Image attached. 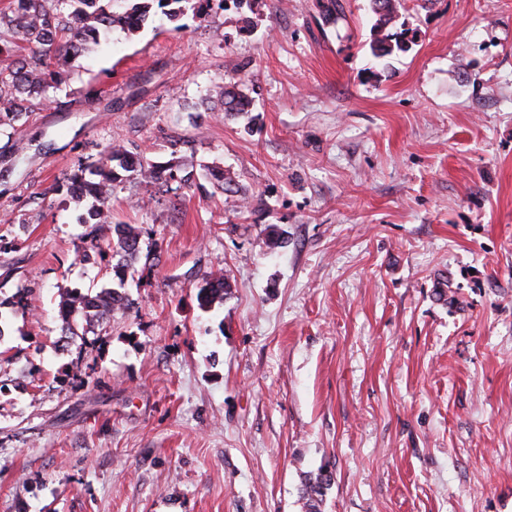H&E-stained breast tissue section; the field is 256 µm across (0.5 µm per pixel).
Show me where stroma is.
Listing matches in <instances>:
<instances>
[{"label":"stroma","mask_w":512,"mask_h":512,"mask_svg":"<svg viewBox=\"0 0 512 512\" xmlns=\"http://www.w3.org/2000/svg\"><path fill=\"white\" fill-rule=\"evenodd\" d=\"M319 2L110 32L0 133V512H301L323 466V512H512V0H396L380 63L369 0ZM114 144L193 179L113 184L132 306L68 343L113 264L68 180ZM371 11L376 20L372 26L373 39L370 43L371 55L381 60L395 52H407L413 43L414 34L408 28L394 25V0H370ZM216 99L219 103V111L225 116L246 114L250 110L251 99L248 94L237 83L225 84L219 90ZM140 232L136 226L129 224H115L112 229V255L119 257L112 265V280H117L118 288H107L92 295L89 290L84 293L80 288L68 290L60 302V315L64 322V330L70 336L79 337L73 326L78 320H84L87 324L102 318L97 312H91L90 308H97L95 301L103 298L112 299V311L126 309L131 303L125 293L119 288L124 285L125 276L137 260L140 248ZM112 311L107 314H112ZM79 338H83L80 336ZM232 284L227 276H213L207 279L198 289L197 300L199 306L211 309L216 304L221 305L231 293ZM332 481V471L323 467H320L316 473L310 472L303 475L298 492L301 511L322 512V506Z\"/></svg>","instance_id":"stroma-1"}]
</instances>
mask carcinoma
Returning a JSON list of instances; mask_svg holds the SVG:
<instances>
[{
  "instance_id": "cac0c4a2",
  "label": "carcinoma",
  "mask_w": 512,
  "mask_h": 512,
  "mask_svg": "<svg viewBox=\"0 0 512 512\" xmlns=\"http://www.w3.org/2000/svg\"><path fill=\"white\" fill-rule=\"evenodd\" d=\"M189 0H8L0 8V127L18 120L32 106L46 101L48 88L62 81L56 70L59 62L75 58L84 52L89 41H97L102 31L119 29L127 35L137 33L159 8L171 20L184 13ZM376 20L372 26L371 55L381 60L396 52H406L414 36L407 28L394 25V0H370ZM219 111L226 116L246 114L251 99L237 83L224 85L217 92ZM135 173L145 179L156 175L154 166L143 160L131 159L127 151L117 145L104 149L100 165L89 171L98 180H88L76 174L71 189L77 199L91 197L96 205L88 210L86 224H106L112 220L109 204L112 184L123 180V174ZM140 232L135 226L117 224L112 229V240H96L94 248L112 246L117 262L112 265V279L118 287L103 289L95 294L79 288L68 290L60 302L64 330L75 337L74 325L83 320L91 323L100 315L91 311L95 301L112 299V309H126L130 301L119 290L125 276L137 260ZM228 277L213 276L198 289L199 306L210 309L224 303L231 293ZM333 481V472L319 468L302 476L298 502L301 512H322L327 491Z\"/></svg>"
}]
</instances>
